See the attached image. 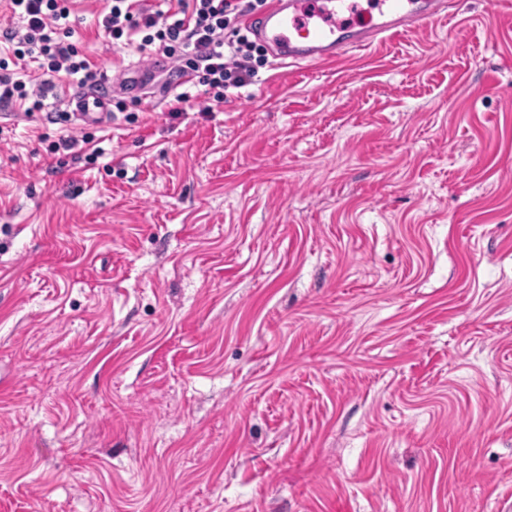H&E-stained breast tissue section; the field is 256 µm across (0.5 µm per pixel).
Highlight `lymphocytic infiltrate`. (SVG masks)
Instances as JSON below:
<instances>
[{
	"instance_id": "f902f5d3",
	"label": "lymphocytic infiltrate",
	"mask_w": 512,
	"mask_h": 512,
	"mask_svg": "<svg viewBox=\"0 0 512 512\" xmlns=\"http://www.w3.org/2000/svg\"><path fill=\"white\" fill-rule=\"evenodd\" d=\"M20 29L7 30L1 38L14 47L17 58L39 62L44 77L35 87L10 70L0 57V104H26L28 111L42 112L62 74L79 87L96 89L105 80L72 40L75 33L70 0H9ZM267 0H176L167 10L152 11L141 0H106L99 22L117 48H135L143 59L163 55L173 63L175 75L190 77L202 86L203 95L175 96L171 115H179L187 103L200 112L223 105L228 89L252 84L258 74L255 44L241 33L245 14L263 7Z\"/></svg>"
}]
</instances>
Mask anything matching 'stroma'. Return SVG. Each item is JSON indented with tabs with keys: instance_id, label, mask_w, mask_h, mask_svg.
I'll use <instances>...</instances> for the list:
<instances>
[{
	"instance_id": "35a3bbf8",
	"label": "stroma",
	"mask_w": 512,
	"mask_h": 512,
	"mask_svg": "<svg viewBox=\"0 0 512 512\" xmlns=\"http://www.w3.org/2000/svg\"><path fill=\"white\" fill-rule=\"evenodd\" d=\"M104 5L74 40L116 81ZM176 93L0 106V512H501L512 10ZM111 99L99 92H81L67 98L70 114L80 125L99 126L112 118Z\"/></svg>"
}]
</instances>
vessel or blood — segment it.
<instances>
[{"mask_svg":"<svg viewBox=\"0 0 512 512\" xmlns=\"http://www.w3.org/2000/svg\"><path fill=\"white\" fill-rule=\"evenodd\" d=\"M378 16L359 23V0H272L256 29L275 48L277 63L322 64L453 14L455 0H374ZM74 119L99 126L112 118L111 99L98 92L68 96Z\"/></svg>","mask_w":512,"mask_h":512,"instance_id":"1","label":"vessel or blood"}]
</instances>
